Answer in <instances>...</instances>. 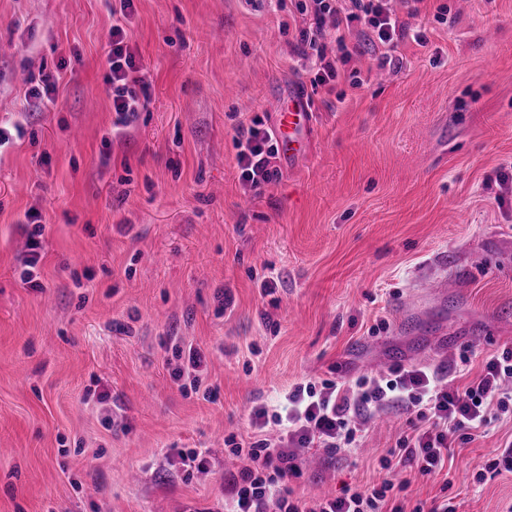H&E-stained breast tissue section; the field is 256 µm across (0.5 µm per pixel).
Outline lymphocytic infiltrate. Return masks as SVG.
<instances>
[{"mask_svg": "<svg viewBox=\"0 0 512 512\" xmlns=\"http://www.w3.org/2000/svg\"><path fill=\"white\" fill-rule=\"evenodd\" d=\"M406 15L398 17L392 0H297L303 19L296 48L315 57L318 70L313 85L325 86L339 76L341 67L361 56L365 48L378 52L380 64L392 63L398 41L422 33H411L409 19L417 18L422 0H402ZM368 35V47L350 42L353 32ZM112 85V110L116 119L113 136H121L148 99L149 84L122 25L112 27L107 54ZM237 164L250 190H260L279 175L272 161L278 154L271 130L253 117L235 127ZM288 411L270 416L266 406H255L253 424L279 428L277 441L262 438L234 443V455L245 457L246 466L222 503L223 512H405L403 505L390 504L392 481L367 491L348 488L334 497H294L288 485L297 470L300 453L313 448L356 453L362 434L377 412L400 404L416 417L414 432L399 438L383 460L384 468L408 466L420 475L439 474L456 441L470 431L488 426L492 420L512 412V347L486 356L480 374L465 386L427 367L392 368L381 378L361 376L352 380L303 381L286 395Z\"/></svg>", "mask_w": 512, "mask_h": 512, "instance_id": "f902f5d3", "label": "lymphocytic infiltrate"}]
</instances>
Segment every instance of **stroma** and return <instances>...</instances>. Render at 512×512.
<instances>
[{"instance_id": "stroma-1", "label": "stroma", "mask_w": 512, "mask_h": 512, "mask_svg": "<svg viewBox=\"0 0 512 512\" xmlns=\"http://www.w3.org/2000/svg\"><path fill=\"white\" fill-rule=\"evenodd\" d=\"M293 20L275 0H134L149 99L114 139L112 0H0V512H215L245 465L226 437L301 379L463 353L476 373L512 346V0H424L400 67L368 51L318 88ZM46 74L53 103L25 102ZM295 88L308 143L249 191L233 126L273 128ZM29 212L38 290L19 277ZM189 346L208 374L185 392ZM409 420L392 406L359 453L311 449L289 487L381 484ZM509 439L504 415L448 477L404 471L399 500L507 512L512 475L470 472ZM188 449L209 460L189 480Z\"/></svg>"}]
</instances>
